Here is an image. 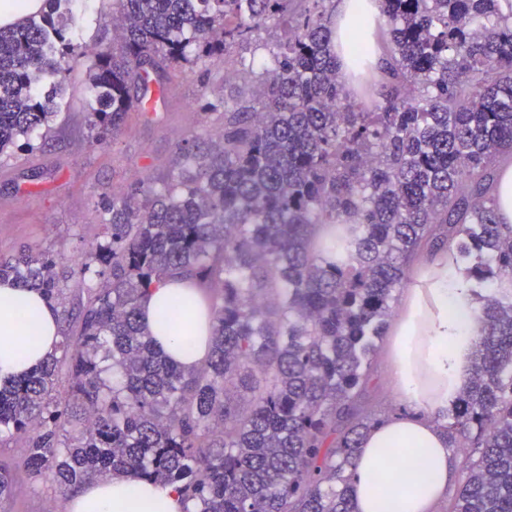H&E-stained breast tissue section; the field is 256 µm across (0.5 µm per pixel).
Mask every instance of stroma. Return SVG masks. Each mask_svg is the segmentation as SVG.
I'll list each match as a JSON object with an SVG mask.
<instances>
[{"mask_svg":"<svg viewBox=\"0 0 512 512\" xmlns=\"http://www.w3.org/2000/svg\"><path fill=\"white\" fill-rule=\"evenodd\" d=\"M110 0H80L79 39L109 43L112 30L101 23L111 13ZM89 61L69 64L68 95L48 135L33 136L0 158V255L32 248L50 252L61 266H71L88 248L106 238L101 196L121 190L134 175L159 180L167 175L183 147L205 148L222 130L220 114L202 120L206 102L235 96L238 82L225 81L223 65L181 64L175 81L153 93L149 112L130 113L121 132L106 145H92L85 122L84 82ZM365 416L385 419L404 404L390 384L384 346H377L361 398ZM23 450L14 441L0 443V466L15 476L7 512H45L54 505L64 512L66 496L48 481L30 480L22 467Z\"/></svg>","mask_w":512,"mask_h":512,"instance_id":"stroma-1","label":"stroma"}]
</instances>
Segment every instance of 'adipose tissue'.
<instances>
[{
  "label": "adipose tissue",
  "mask_w": 512,
  "mask_h": 512,
  "mask_svg": "<svg viewBox=\"0 0 512 512\" xmlns=\"http://www.w3.org/2000/svg\"><path fill=\"white\" fill-rule=\"evenodd\" d=\"M376 0H339L336 8V59L342 71L352 68L351 42L360 39L372 63H379L383 41L375 22ZM186 297L194 313L188 330L160 324L174 296ZM480 301L473 283L458 269L453 250L421 253L410 283L386 333L389 377L407 405L406 414L382 421L365 433L351 486L357 512H433L457 471L437 420L460 394L470 376L471 354L482 328L476 313ZM19 308L32 318L21 324ZM141 317L165 353L185 366L207 356L208 310L198 289L175 279L152 290L141 302ZM60 315L37 291L0 282V337L34 334L35 345L20 353L0 354V382L23 376L52 354L59 341ZM428 460L425 472L412 467L415 452ZM389 477L404 488L394 500L378 489ZM171 486L135 477L94 480L70 493L67 512H184Z\"/></svg>",
  "instance_id": "adipose-tissue-1"
}]
</instances>
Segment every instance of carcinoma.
I'll return each instance as SVG.
<instances>
[{"label": "carcinoma", "instance_id": "carcinoma-1", "mask_svg": "<svg viewBox=\"0 0 512 512\" xmlns=\"http://www.w3.org/2000/svg\"><path fill=\"white\" fill-rule=\"evenodd\" d=\"M47 2L0 27V155L51 131L76 55L92 53L86 120L102 145L179 62L284 35L270 58H240L260 77L224 100L218 142L181 149L160 184L103 194L108 238L76 268L0 256V280L53 305L72 274L85 292L50 358L0 386V442L22 443L30 475L64 492L172 485L185 512H355L376 341L413 258L446 246L485 289L470 381L442 424L448 447L476 454L450 512H512V227L492 194L512 151V0H378L384 58L373 67L356 43L349 75L325 0H112L117 51L77 41L73 0ZM324 226L343 231L318 243ZM178 277L211 293L196 367L140 320L143 297ZM187 312L176 298L162 323ZM14 490L0 468V512Z\"/></svg>", "mask_w": 512, "mask_h": 512}]
</instances>
